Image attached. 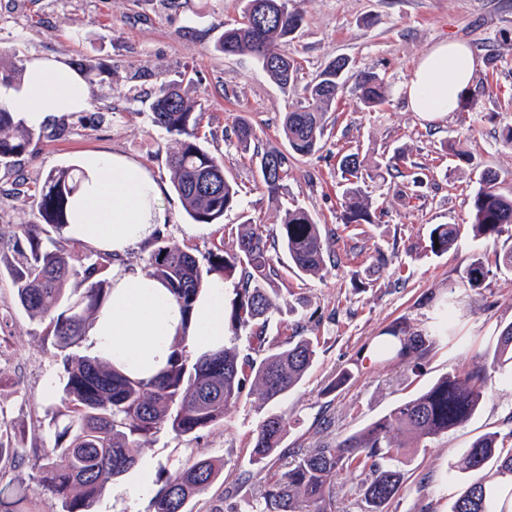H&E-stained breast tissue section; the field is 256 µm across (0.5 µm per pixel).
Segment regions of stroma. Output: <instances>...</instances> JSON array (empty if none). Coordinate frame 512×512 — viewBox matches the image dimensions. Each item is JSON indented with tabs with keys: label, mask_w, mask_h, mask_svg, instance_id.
<instances>
[{
	"label": "stroma",
	"mask_w": 512,
	"mask_h": 512,
	"mask_svg": "<svg viewBox=\"0 0 512 512\" xmlns=\"http://www.w3.org/2000/svg\"><path fill=\"white\" fill-rule=\"evenodd\" d=\"M306 15L298 36L284 45L311 80L331 60L352 62L334 111L326 115L323 148L293 159L277 197L260 187L257 169L231 133L246 119L263 150L287 152L282 119L296 96L284 93L251 57L226 55L215 45L225 25L239 20L242 0H0V64L24 65L34 56L57 57L92 73L84 111L38 127L29 155L18 164L28 184L77 163L87 151L119 153L137 160L158 180L166 216L151 244L131 248L123 265L147 271L153 248L174 242L204 259L251 219L274 227L285 209L306 208L326 232L339 264L324 277L289 278L267 335L283 340L302 326L317 340L316 359L287 396L263 402L243 393L223 420L189 437L161 431L136 452L137 463L98 500L96 512H149L150 498L129 502L127 491L142 472L164 480L189 462L213 457L224 472L191 512H260L264 482L283 471L290 449L311 450L339 441L378 419L449 372L490 363L501 330L512 324V271L491 269L483 286L470 289L462 275L473 258L512 249V238L473 239L470 220L478 175L491 169L503 192L512 193V0H297ZM444 40L466 42L478 59L469 98L458 111L434 120L411 112L402 92L421 55ZM369 70L387 86L375 109L359 100L356 75ZM191 76L186 92L205 108L201 144L224 159L240 188L239 202L223 223L192 226L172 186L167 155L176 135L154 126L149 106L160 77ZM456 144L472 158L463 164L448 149ZM359 147L366 163H386L404 150L427 178L417 199L400 200L397 182L368 185L377 221L352 235L341 220V153ZM13 177L0 169V230L38 220L36 197L10 191ZM459 224L456 247L442 255L425 251L431 225ZM391 262L377 265V251ZM369 271L371 285L353 286L355 271ZM399 320L422 332L445 326L448 336L421 358L418 369L367 354V347ZM44 325L19 309L9 280L0 281V422L8 428L15 467L0 469L4 481L28 483L36 452L52 447L50 423L58 403L59 366L42 342ZM349 379L326 393L340 372ZM270 414L287 422L284 442L267 464L251 457L252 433ZM512 433V370L492 375L480 410L466 424L402 458L407 480L385 512H449L466 477L463 452L480 435Z\"/></svg>",
	"instance_id": "obj_1"
}]
</instances>
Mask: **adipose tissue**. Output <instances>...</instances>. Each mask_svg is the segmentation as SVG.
I'll use <instances>...</instances> for the list:
<instances>
[{
  "mask_svg": "<svg viewBox=\"0 0 512 512\" xmlns=\"http://www.w3.org/2000/svg\"><path fill=\"white\" fill-rule=\"evenodd\" d=\"M478 60L460 41H443L420 58L403 87L411 111L433 120L457 111L468 96ZM90 88L82 76L60 59L26 62L24 83L15 104L28 125L42 126L50 117L85 110ZM82 164L89 174L78 195L65 235L98 252L121 257L153 238L163 221L161 189L138 162L118 153L88 152ZM112 292L88 331L94 350L108 355L124 372L154 376L167 364L178 331L188 334L191 352L223 347V278L206 282L191 316H184L160 280L121 267L112 270Z\"/></svg>",
  "mask_w": 512,
  "mask_h": 512,
  "instance_id": "ef3b65f1",
  "label": "adipose tissue"
}]
</instances>
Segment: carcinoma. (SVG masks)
I'll return each mask as SVG.
<instances>
[{
  "label": "carcinoma",
  "instance_id": "1",
  "mask_svg": "<svg viewBox=\"0 0 512 512\" xmlns=\"http://www.w3.org/2000/svg\"><path fill=\"white\" fill-rule=\"evenodd\" d=\"M305 22L293 0H246L241 20L224 27L216 50L245 54L254 59L281 89L299 95L282 122L289 154L259 151V138L245 120L232 126L237 148L249 155L260 175L261 186L278 194L288 176L289 157L320 151L325 113L331 111L343 89L331 61L315 79L297 86L300 65L281 46L293 39ZM184 79H162L150 105L155 126L180 136L179 147L169 155L172 184L186 214L195 224H221L233 209L239 187L224 171V160L203 148L199 129L204 113L187 96ZM361 102L368 108L382 104L386 87L371 71L357 74ZM34 129L16 113L0 105V168L11 170L29 153ZM347 181L343 192L345 227L374 224L376 211L362 191L370 176L359 150L338 161ZM386 169L402 178L401 195H417L420 173L408 170L407 156L396 151ZM84 173L71 165L48 173L38 197L40 224H18L11 235L14 257L5 265L16 305L31 318L46 322L43 342L54 349L60 366L59 404L52 417L55 443L37 455L33 480L59 504V512H94V505L112 482L136 464L133 448L149 445L157 433L168 430L191 436L224 419L252 381L259 398L271 402L286 395L304 379L316 357V345L293 330L281 347L265 353L271 314L278 310L280 289L288 272L299 278L320 276L336 266L337 257L325 246L321 225L304 208H288L276 229L245 220L222 247L211 252L206 266L180 247L168 243L152 251L148 274L167 284L184 314L207 278L218 274L234 282V297L224 310V325L238 335L248 332L249 352L234 345L196 358L187 350V336L177 337L166 367L151 379L120 372L104 357L83 346L97 311L108 300L111 281L100 277L103 264L95 261L84 272L73 264L75 243L61 236L73 215V201ZM498 173L482 172L473 197V236L496 242L512 238V196L498 191ZM457 224H435L425 248L434 255L457 243ZM284 250L289 269L277 266ZM489 269L481 257L467 268L464 282L480 287ZM441 332L423 334L405 323L387 328L375 343L376 354L388 360L416 364ZM512 366V324L502 329L490 366L466 373L450 372L429 389L396 404L381 418L339 442H326L308 452H292V460L279 478L264 485L262 512H337L336 481L343 475L358 480L362 512H383L405 482L400 469L405 437L431 443L467 422L485 398L491 382L489 370ZM286 423L266 416L252 434L253 461L261 463L281 447ZM470 480L460 488L450 512H505L496 506L497 492L483 472L490 469L503 481L512 480V448L504 450L498 433L477 438L460 460ZM224 470V461L197 459L166 478L151 500V512H190L187 505L204 494ZM0 512H38L37 500L20 484L0 485Z\"/></svg>",
  "mask_w": 512,
  "mask_h": 512
}]
</instances>
